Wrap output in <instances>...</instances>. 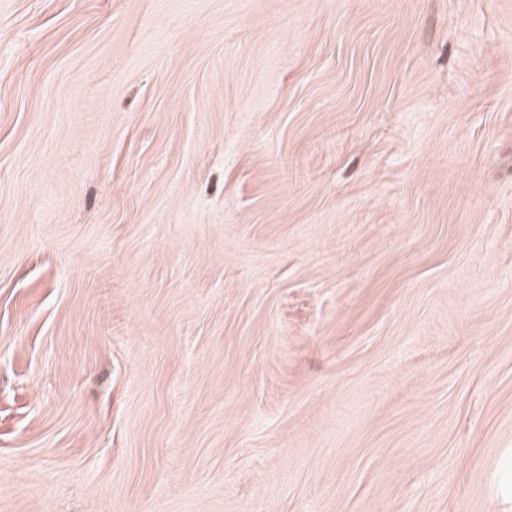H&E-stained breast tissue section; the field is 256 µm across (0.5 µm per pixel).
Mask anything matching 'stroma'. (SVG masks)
I'll return each mask as SVG.
<instances>
[{"label":"stroma","instance_id":"obj_1","mask_svg":"<svg viewBox=\"0 0 512 512\" xmlns=\"http://www.w3.org/2000/svg\"><path fill=\"white\" fill-rule=\"evenodd\" d=\"M0 512H512V0H0Z\"/></svg>","mask_w":512,"mask_h":512}]
</instances>
